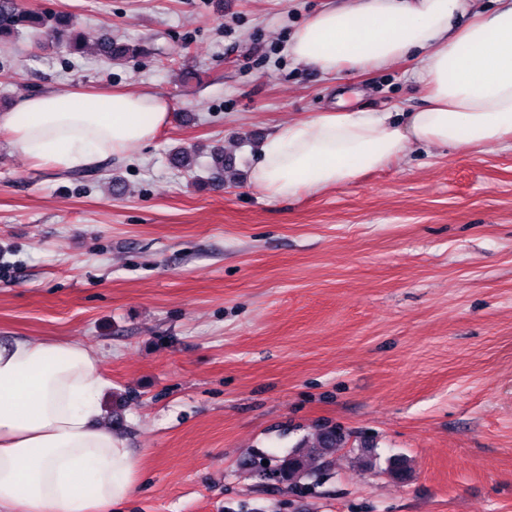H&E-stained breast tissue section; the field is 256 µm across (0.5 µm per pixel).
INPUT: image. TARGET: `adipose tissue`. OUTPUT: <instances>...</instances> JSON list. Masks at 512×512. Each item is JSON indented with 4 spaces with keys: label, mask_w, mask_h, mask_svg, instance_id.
Returning <instances> with one entry per match:
<instances>
[{
    "label": "adipose tissue",
    "mask_w": 512,
    "mask_h": 512,
    "mask_svg": "<svg viewBox=\"0 0 512 512\" xmlns=\"http://www.w3.org/2000/svg\"><path fill=\"white\" fill-rule=\"evenodd\" d=\"M464 27L472 0H344L312 14L290 41L327 75L385 68L419 53L426 105L335 110L281 127L260 148L252 183L275 200L348 183L410 143L491 150L512 139V0ZM169 105L142 91L49 92L0 113L13 148L39 165L90 169L150 144ZM109 382L84 345L0 336V512H110L132 494L139 463L102 419Z\"/></svg>",
    "instance_id": "1"
}]
</instances>
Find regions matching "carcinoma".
Masks as SVG:
<instances>
[{
	"label": "carcinoma",
	"instance_id": "obj_1",
	"mask_svg": "<svg viewBox=\"0 0 512 512\" xmlns=\"http://www.w3.org/2000/svg\"><path fill=\"white\" fill-rule=\"evenodd\" d=\"M29 27L46 29L54 40L72 54L82 52L87 44L94 45L98 52L111 59L132 60L140 53V48L135 45L92 39L69 13L43 16L21 8L16 0H0V37L13 36ZM347 443V435L341 430L335 427L321 429L313 441L300 445L292 455L282 460L280 472L283 480L290 485H297L308 475V461L326 460L337 449L346 447Z\"/></svg>",
	"mask_w": 512,
	"mask_h": 512
}]
</instances>
